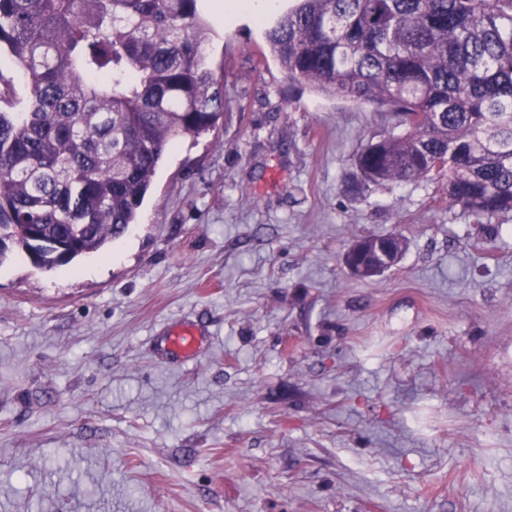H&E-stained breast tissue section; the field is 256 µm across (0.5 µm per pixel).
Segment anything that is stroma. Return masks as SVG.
Listing matches in <instances>:
<instances>
[{
	"label": "stroma",
	"mask_w": 512,
	"mask_h": 512,
	"mask_svg": "<svg viewBox=\"0 0 512 512\" xmlns=\"http://www.w3.org/2000/svg\"><path fill=\"white\" fill-rule=\"evenodd\" d=\"M221 2L229 106L139 224L0 265V512H512V214L490 240L446 180L353 191L390 112L291 82ZM392 232L396 266L348 271ZM191 324L196 357L166 359ZM357 239L353 240L351 244ZM393 243L394 239L391 236H368L361 239L359 243L350 244L351 246L345 252V257L353 265L360 261L371 260L380 271L384 267V263L388 264L392 261Z\"/></svg>",
	"instance_id": "obj_1"
}]
</instances>
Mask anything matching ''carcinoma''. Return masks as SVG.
<instances>
[{
	"label": "carcinoma",
	"instance_id": "carcinoma-1",
	"mask_svg": "<svg viewBox=\"0 0 512 512\" xmlns=\"http://www.w3.org/2000/svg\"><path fill=\"white\" fill-rule=\"evenodd\" d=\"M199 0H0V265L51 271L137 223L165 153L226 109ZM288 79L388 108L351 180L448 176V208L512 213V0H291L264 31ZM0 72L6 77L13 80L15 94L18 100H25L27 91L22 83L21 74L16 66L14 59L7 51L0 53Z\"/></svg>",
	"mask_w": 512,
	"mask_h": 512
}]
</instances>
